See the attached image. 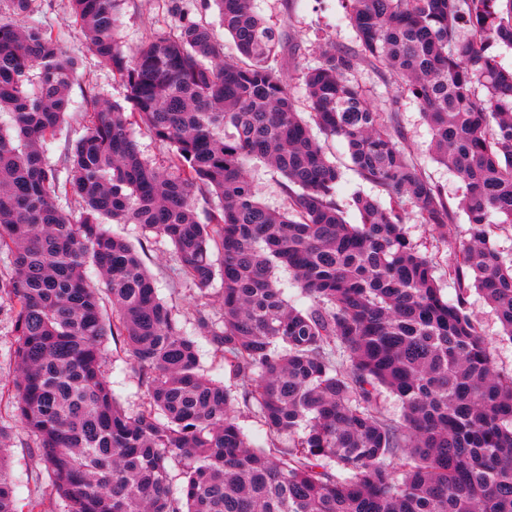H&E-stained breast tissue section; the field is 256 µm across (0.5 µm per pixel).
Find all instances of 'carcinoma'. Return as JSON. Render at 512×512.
Here are the masks:
<instances>
[{
  "label": "carcinoma",
  "instance_id": "cac0c4a2",
  "mask_svg": "<svg viewBox=\"0 0 512 512\" xmlns=\"http://www.w3.org/2000/svg\"><path fill=\"white\" fill-rule=\"evenodd\" d=\"M33 2L0 0V307L14 318L17 417L67 512H512V372L496 368L468 310L474 287L512 341V260L490 242L492 225L512 224V69L497 53L512 49V0H344L358 50L329 42L303 73L307 120L271 64L278 30L252 0H212L236 62L181 0L177 32L130 55L115 39L118 0H71L129 107L88 94L84 134L58 167L45 150L71 112L75 63L33 20ZM361 61L412 97L432 158L464 185L469 239L448 267L452 300L405 219L410 205L442 234L456 211L394 142L398 112L378 111L348 79ZM134 126L165 147V163L143 157ZM314 127L345 142L388 204L357 192L359 223L345 220L342 172ZM258 166L281 175L283 209L261 202ZM198 194L217 198L202 219ZM108 224L167 239L202 291L220 277V320L199 308L197 327L267 446L249 442L231 392L199 372L197 341ZM281 269L307 308L285 298ZM110 337L144 387L134 413L105 373ZM0 512H16L1 464Z\"/></svg>",
  "mask_w": 512,
  "mask_h": 512
}]
</instances>
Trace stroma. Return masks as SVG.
Masks as SVG:
<instances>
[{
  "label": "stroma",
  "instance_id": "35a3bbf8",
  "mask_svg": "<svg viewBox=\"0 0 512 512\" xmlns=\"http://www.w3.org/2000/svg\"><path fill=\"white\" fill-rule=\"evenodd\" d=\"M34 5L37 18L59 35L63 50L78 61L77 77L70 90L74 103H81L91 90L96 91L101 99L124 102L126 89L122 82L89 51L80 29L71 23L69 0H35ZM254 7L281 33L284 48L278 64L289 77V89L298 112L308 114L309 103L300 79L302 71L319 64L321 47L325 42H335L341 48L356 45L355 33L345 18L342 0H254ZM118 17L116 39L126 51L134 49L149 34L173 31L176 24L166 0H120ZM351 79L378 111H398V145L410 151L426 175L444 188L449 204L457 205L463 185L448 168L432 160L429 154L431 136L416 103L399 92L389 72L378 71L368 64L356 67ZM323 146L328 158L343 173L336 200L344 208L347 221L356 223L357 215L349 207L351 195L360 191L376 197L380 191L354 171L343 140L329 138L324 140ZM113 230L136 248L155 280L158 298L171 307L186 332L196 335L201 373L223 381L231 389H238L236 379L225 373L220 353L205 337L199 336L194 321L195 309L200 303H207L210 311L218 310V285H211L203 292L186 281L179 273L171 245L155 234L144 232L139 225L117 224ZM406 231L411 242L433 258L434 276L444 293L454 295L455 285L446 271L468 238L465 214H458L455 224L449 225L446 235L441 237L432 233L428 225L422 224L418 215L412 212L406 219ZM469 311L492 345L497 369L512 372V341L501 336L500 324L491 307L474 292L469 297ZM105 348L108 354L106 370L112 390L127 410H136L144 399V390L128 364L124 345L110 339ZM0 428L8 431L11 438L5 454V466L13 482L17 512H31L35 504L40 505L43 512H64V503L47 477L36 442L17 419L12 398L7 394L0 396Z\"/></svg>",
  "mask_w": 512,
  "mask_h": 512
}]
</instances>
